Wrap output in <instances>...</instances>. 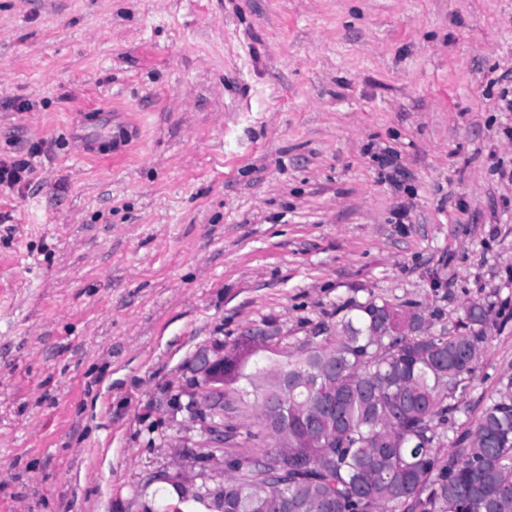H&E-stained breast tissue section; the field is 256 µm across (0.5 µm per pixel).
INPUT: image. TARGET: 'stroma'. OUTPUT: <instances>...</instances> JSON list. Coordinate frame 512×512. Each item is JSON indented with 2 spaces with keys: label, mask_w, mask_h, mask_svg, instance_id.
<instances>
[{
  "label": "stroma",
  "mask_w": 512,
  "mask_h": 512,
  "mask_svg": "<svg viewBox=\"0 0 512 512\" xmlns=\"http://www.w3.org/2000/svg\"><path fill=\"white\" fill-rule=\"evenodd\" d=\"M507 92L512 0H0V160L33 169L0 187V512L214 498L194 360L354 300L492 306L475 427L512 379ZM163 480L165 483H167L170 486V488H171L170 495L172 496L173 500H176V503L165 502V504L163 505L164 510H162V511H168V508L177 507L180 510L179 512H207V511H199V510H185V509L195 508L194 503H202V501H201V498H199L196 494H194L191 498L183 499L184 493H181V490H182L181 485L186 487L185 488L186 495H189L191 493V487H190L191 485H189L188 480H186V478L184 476H182L181 479L179 480L181 485L178 483H172L171 481H169L167 479V475H165L163 477ZM192 501L194 503H192ZM173 504H175V505H173Z\"/></svg>",
  "instance_id": "35a3bbf8"
}]
</instances>
